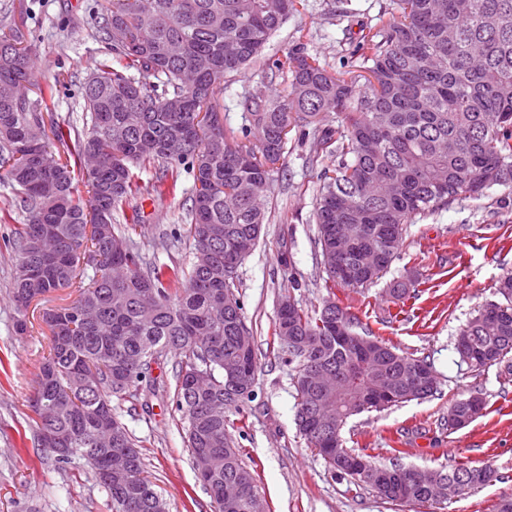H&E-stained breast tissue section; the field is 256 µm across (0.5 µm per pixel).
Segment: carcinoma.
Segmentation results:
<instances>
[{
    "instance_id": "cac0c4a2",
    "label": "carcinoma",
    "mask_w": 512,
    "mask_h": 512,
    "mask_svg": "<svg viewBox=\"0 0 512 512\" xmlns=\"http://www.w3.org/2000/svg\"><path fill=\"white\" fill-rule=\"evenodd\" d=\"M303 0H108L99 25L117 65L103 62L84 85L85 122L79 160L95 152L97 167L84 169L91 196L86 208L71 164L55 155L45 125L44 93L17 102L13 88L30 83L33 45L20 29L0 22V177L16 191L25 223L15 231L17 276L11 294L15 330L28 331L27 311L49 294L75 289L70 304L46 307L50 332L30 401L52 417L62 450L57 461H85L96 477L112 468L106 487L112 512H165L166 503L146 475L139 446L112 414V399L140 396L139 383L169 353L175 367L176 402L187 420L193 466L200 455L216 461L201 477L214 512H255V477L233 447L228 421L206 406L236 409L253 392L256 348L240 345L244 322L237 269L228 265L240 239L259 238L271 172L283 158L296 126L314 127L336 168L325 171L314 210L316 244L328 279L363 288L382 277L400 256L412 217L447 207L495 185L512 186V0H397L398 15L361 35V72H331L299 46L276 60L270 79H281L275 100L245 95L248 125L242 138L224 128L215 102L217 85L230 87L257 62L269 39ZM136 71L137 75L130 74ZM154 81H149V78ZM336 116L337 125L329 124ZM191 139L181 151L169 143ZM133 163L158 167L151 190H176L178 166L188 165L195 191L188 233L196 251L186 273L143 268L144 256L114 213L141 193ZM460 331L456 350L475 371L512 353V272ZM349 335L323 315L302 309L277 314L275 336H304L306 352L288 354L298 372V422L310 447L337 473L370 487L387 502L425 503L427 489L406 487L397 464L362 476L344 447L347 420L390 393L392 404L414 399L409 390L428 376L423 359L395 351L335 306ZM241 365L248 390L231 393L225 369ZM339 375L336 388L311 390L308 365ZM480 411L471 399L449 408L462 424ZM112 433V447L96 434ZM448 481L484 485L487 469L461 464Z\"/></svg>"
}]
</instances>
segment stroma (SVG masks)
I'll return each instance as SVG.
<instances>
[{
	"instance_id": "35a3bbf8",
	"label": "stroma",
	"mask_w": 512,
	"mask_h": 512,
	"mask_svg": "<svg viewBox=\"0 0 512 512\" xmlns=\"http://www.w3.org/2000/svg\"><path fill=\"white\" fill-rule=\"evenodd\" d=\"M106 0H0V18L28 32L34 44L32 81L55 87L53 150L74 153V126L82 113V83L112 46L95 32ZM349 11L338 19L337 9ZM396 11V0H304V7L268 41L260 63L246 69L230 88H218L224 126L240 131L242 96H269L271 68L296 43L332 68L350 62L361 27ZM336 165L314 137L289 134L283 164L272 175L261 237L238 270V292L258 355L252 395L228 411L229 431L252 470L270 512H493L512 497V356L472 371L455 350L461 327L494 300L499 278L512 270V187L495 186L448 207L419 215L407 226L401 254L386 274L364 288L328 282L318 250L312 213L320 173ZM174 193L142 194L117 218L147 262L157 267L189 265L187 210L193 176L180 165ZM0 223V512H112L107 490L82 460L59 464L33 436L29 401L50 335L40 329L18 334L10 288L17 267L12 231ZM419 283L417 298L395 299L391 283ZM304 310H321L325 300L347 309L360 325L399 352L430 363L437 391L352 418L342 430L347 448L380 464L449 470L466 463L491 470L483 487L444 505L409 506L381 500L369 487L341 477L296 425L297 370L273 335L283 300ZM177 356L153 365L158 388L147 403L113 400L117 419L138 441L151 481L167 512H212L210 495L195 472L186 424L175 395ZM481 393L486 407L467 427H448L454 400Z\"/></svg>"
}]
</instances>
